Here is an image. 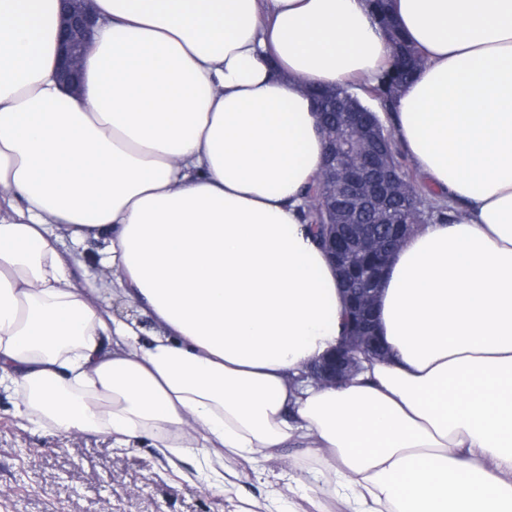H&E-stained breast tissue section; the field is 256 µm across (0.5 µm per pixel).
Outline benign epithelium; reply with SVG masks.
Wrapping results in <instances>:
<instances>
[{"label":"benign epithelium","mask_w":512,"mask_h":512,"mask_svg":"<svg viewBox=\"0 0 512 512\" xmlns=\"http://www.w3.org/2000/svg\"><path fill=\"white\" fill-rule=\"evenodd\" d=\"M96 26L93 0H61L60 76L70 86L79 82L84 50ZM320 123L327 155L322 178L331 187L325 210L327 224L333 227L327 236L325 248L333 261L338 255L359 252L382 264L386 260L388 246L380 242L368 225L359 226L352 235L336 228V197L346 202L348 216L356 221L366 210L374 211L383 220L387 217L390 199L401 189L396 171L384 153L377 149L373 150L371 164L365 167L340 161L339 156L349 147L336 141V130L329 121L322 119ZM377 292L376 288H360L352 297L351 306L357 327H363L368 317L372 316ZM381 357L383 354L375 335L343 336L333 352L306 367L304 376L317 384L342 383L361 372L364 363Z\"/></svg>","instance_id":"1"}]
</instances>
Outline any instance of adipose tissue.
<instances>
[{
	"label": "adipose tissue",
	"instance_id": "adipose-tissue-1",
	"mask_svg": "<svg viewBox=\"0 0 512 512\" xmlns=\"http://www.w3.org/2000/svg\"><path fill=\"white\" fill-rule=\"evenodd\" d=\"M78 91L59 0H0V389L20 416L270 457L315 448L340 512H512V0H391L425 63L394 135L457 221L422 226L381 284L388 353L352 381L292 376L345 308L302 226L325 142L310 88L390 65L366 0H94ZM95 239L120 295L75 285L57 225Z\"/></svg>",
	"mask_w": 512,
	"mask_h": 512
}]
</instances>
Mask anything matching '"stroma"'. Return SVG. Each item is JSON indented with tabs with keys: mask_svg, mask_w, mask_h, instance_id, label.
Instances as JSON below:
<instances>
[{
	"mask_svg": "<svg viewBox=\"0 0 512 512\" xmlns=\"http://www.w3.org/2000/svg\"><path fill=\"white\" fill-rule=\"evenodd\" d=\"M76 283L94 277L96 303L118 300L105 274L92 270L98 245L65 242ZM15 394L0 390V512H229L222 493L200 479L201 457H174L140 438L120 452L110 436L56 429L19 416ZM302 448L281 449L268 469L279 474L281 512H314L302 483L287 482L296 467L317 466Z\"/></svg>",
	"mask_w": 512,
	"mask_h": 512,
	"instance_id": "35a3bbf8",
	"label": "stroma"
}]
</instances>
